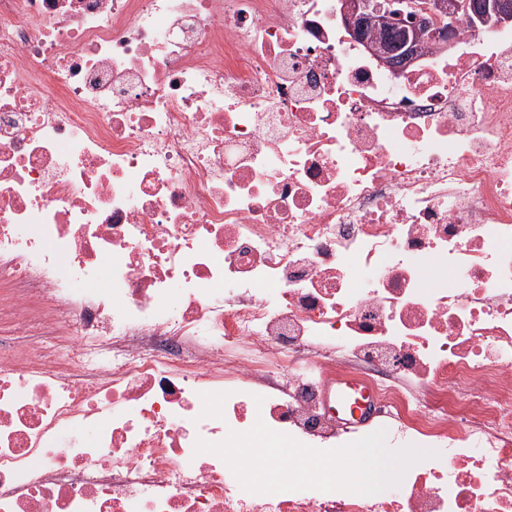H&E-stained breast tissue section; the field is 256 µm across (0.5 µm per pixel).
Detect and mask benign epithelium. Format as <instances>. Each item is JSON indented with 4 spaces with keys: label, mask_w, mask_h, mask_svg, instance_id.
<instances>
[{
    "label": "benign epithelium",
    "mask_w": 512,
    "mask_h": 512,
    "mask_svg": "<svg viewBox=\"0 0 512 512\" xmlns=\"http://www.w3.org/2000/svg\"><path fill=\"white\" fill-rule=\"evenodd\" d=\"M336 11L351 39L395 75L422 58L424 46L430 43L454 48L463 12L470 14L476 30L492 32L512 26V0H429L423 5L414 0H338ZM367 26L399 31V46L369 37Z\"/></svg>",
    "instance_id": "7a95c632"
}]
</instances>
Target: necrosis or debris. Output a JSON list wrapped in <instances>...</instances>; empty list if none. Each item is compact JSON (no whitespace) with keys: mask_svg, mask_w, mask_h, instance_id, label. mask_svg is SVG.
<instances>
[{"mask_svg":"<svg viewBox=\"0 0 512 512\" xmlns=\"http://www.w3.org/2000/svg\"><path fill=\"white\" fill-rule=\"evenodd\" d=\"M459 28L396 77L336 0H0V334L54 341L0 354V512H512V31ZM341 375L398 484L195 454L335 445ZM349 394H354L357 399L352 413L345 412L342 407L344 399ZM324 400L330 406L336 405V417L340 424L350 431H358L350 435L349 443L381 428L386 429L388 435L390 423L387 419L379 417L376 419L377 424L370 426L377 417V412L373 410L371 398L360 382L350 378L336 377L325 385ZM364 427L368 428L359 431Z\"/></svg>","mask_w":512,"mask_h":512,"instance_id":"4bbe7bcc","label":"necrosis or debris"}]
</instances>
